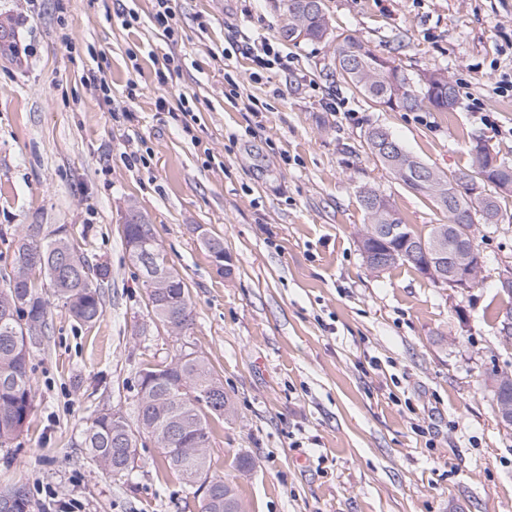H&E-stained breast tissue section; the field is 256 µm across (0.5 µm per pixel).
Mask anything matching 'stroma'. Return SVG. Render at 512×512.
Masks as SVG:
<instances>
[{"mask_svg": "<svg viewBox=\"0 0 512 512\" xmlns=\"http://www.w3.org/2000/svg\"><path fill=\"white\" fill-rule=\"evenodd\" d=\"M170 6L171 39L154 0H0V275L26 224L66 225L107 271L96 322L49 306L31 411L0 447V489L24 484L31 512L59 500L201 512L151 441L121 481L80 446L97 410L132 409L144 363L179 350L146 310L120 229L133 208L184 279L192 347L224 384L210 473L242 512H512V426L484 382L512 372L499 332L512 308L499 283L512 268V194L498 226L478 225L485 263L460 292L407 263L369 269L357 192L374 186L422 235L446 221L370 154L372 125L440 172L470 168L476 138L512 163V94L496 91L512 78V0H326L337 31L407 71L443 70L460 94L453 112L366 101L332 74L330 47L281 38L270 0ZM264 39L287 66L245 54Z\"/></svg>", "mask_w": 512, "mask_h": 512, "instance_id": "obj_1", "label": "stroma"}]
</instances>
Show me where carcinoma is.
Wrapping results in <instances>:
<instances>
[{
    "mask_svg": "<svg viewBox=\"0 0 512 512\" xmlns=\"http://www.w3.org/2000/svg\"><path fill=\"white\" fill-rule=\"evenodd\" d=\"M273 3L283 19L280 32L300 28L301 36L290 39L292 44L325 43L332 46V70H337L338 59H357L356 49L365 50L371 57L378 56L363 39L352 34L342 37L335 34L325 0H273ZM434 76L448 80L437 70L414 74L394 65L387 72L359 65L346 84L380 105L382 101L377 98V93L391 90L390 80L397 78L413 93L411 100L400 105L399 110L454 111L459 103L458 90L452 86L446 92L432 86ZM393 173L409 191L427 198L450 218L457 213L472 214L479 224L499 221L498 184L502 178L493 173L473 166L467 172H454L446 178L448 195L440 202L430 190L417 185L411 170L393 169ZM367 216L371 224H384L389 220L405 228L404 233L376 240L370 247V250L383 254L386 269L408 263L418 271H424V252H436L447 245L452 232L449 224H433L427 234H417L404 224L395 209L384 219L374 217L372 212ZM76 251L65 225L25 224L13 269L0 277L3 281L0 285V446L18 436L31 410L30 352L49 331L48 301L27 295V284L21 280L28 257L38 256L37 270L43 274L39 284H47L55 300L75 320L91 324L103 313L102 273L84 254L78 255ZM169 293L173 302L163 304L158 298L147 306V310L175 335L185 338L192 317L188 312L189 291L182 277H177ZM486 383L490 389L500 390L497 412L512 407V372L493 369L487 373ZM138 387L134 408L136 424H131L120 407L103 408L95 414L81 441L89 458L104 471L127 477L133 468L123 466V458H136L138 436L143 434L160 449L162 463L179 473L187 486L200 491L198 476L203 474L211 485L222 489V497L202 505V512H240L235 489L224 479L209 474L207 454L196 444L200 437L211 440L208 417L220 418L229 410L224 384L214 377L205 360L196 355L190 342L185 340L178 355L170 362L141 369Z\"/></svg>",
    "mask_w": 512,
    "mask_h": 512,
    "instance_id": "cac0c4a2",
    "label": "carcinoma"
}]
</instances>
